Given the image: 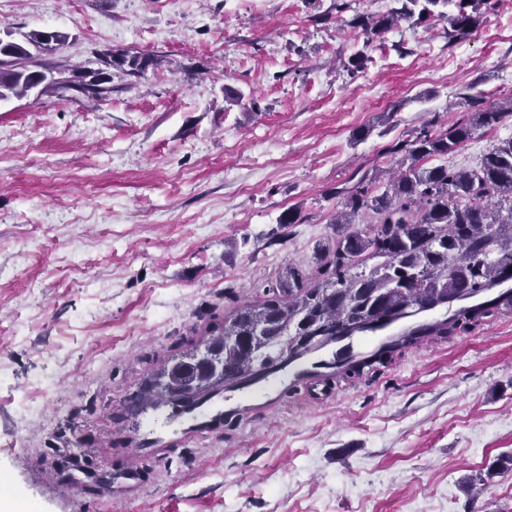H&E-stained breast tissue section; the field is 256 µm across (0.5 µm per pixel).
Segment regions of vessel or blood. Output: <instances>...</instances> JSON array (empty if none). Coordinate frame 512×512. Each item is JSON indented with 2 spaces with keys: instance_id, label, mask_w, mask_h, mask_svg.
Segmentation results:
<instances>
[{
  "instance_id": "obj_1",
  "label": "vessel or blood",
  "mask_w": 512,
  "mask_h": 512,
  "mask_svg": "<svg viewBox=\"0 0 512 512\" xmlns=\"http://www.w3.org/2000/svg\"><path fill=\"white\" fill-rule=\"evenodd\" d=\"M385 339L384 332H366L331 343L328 353L312 352L279 367L265 376L263 381L250 382L236 393H225L223 388H212L208 397L186 406L171 398H163L151 409V416L130 438L129 446L142 454L154 448H179L208 433L224 415L243 409L245 401L264 387L292 384L299 380H317L324 361L335 358L353 359L367 354Z\"/></svg>"
}]
</instances>
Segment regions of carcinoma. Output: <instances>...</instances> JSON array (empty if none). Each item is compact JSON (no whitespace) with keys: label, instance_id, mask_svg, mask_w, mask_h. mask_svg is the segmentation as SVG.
Instances as JSON below:
<instances>
[{"label":"carcinoma","instance_id":"cac0c4a2","mask_svg":"<svg viewBox=\"0 0 512 512\" xmlns=\"http://www.w3.org/2000/svg\"><path fill=\"white\" fill-rule=\"evenodd\" d=\"M448 6L455 11H442ZM494 6L492 0H405L386 14L357 16L355 25L379 35L402 22L418 26L436 16L449 21L450 37L460 38L479 23L481 8L489 11ZM66 39L61 32L48 36L40 30L21 40L0 41V100L23 98L34 90L41 94L64 90L44 55ZM97 64L75 71L74 79L84 88V96L103 99L112 93V70L135 75L157 60L114 51L112 59H99ZM508 117H512V98L504 106L477 108L446 129L424 130L392 145L389 153L401 156V169L387 183L375 186L362 179L336 192L341 198L336 223L351 224L359 212L370 210L377 215L372 231L336 236L316 284L307 285L305 274L290 267L261 303L242 305L224 318V325L209 331L214 356L249 378L264 358L278 355L287 336L361 332L376 312L406 317L410 308L465 297L469 286L488 289L506 280V270L512 269V139L494 145L469 169H452L445 163L425 167L423 162L448 156L475 130ZM493 243L498 247L496 257L477 261ZM362 255L374 264L360 271L356 258ZM503 308L512 309V293L461 309L449 319L411 328L384 350L337 372L358 373L391 360L426 337L476 326L491 310ZM258 331L265 336L262 350L244 351L239 340ZM193 359L190 353L163 366L145 380L131 403L140 406L146 397L163 391L176 395L184 379L195 372Z\"/></svg>","mask_w":512,"mask_h":512}]
</instances>
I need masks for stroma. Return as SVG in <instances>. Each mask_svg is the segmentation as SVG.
Returning a JSON list of instances; mask_svg holds the SVG:
<instances>
[{
    "instance_id": "obj_1",
    "label": "stroma",
    "mask_w": 512,
    "mask_h": 512,
    "mask_svg": "<svg viewBox=\"0 0 512 512\" xmlns=\"http://www.w3.org/2000/svg\"><path fill=\"white\" fill-rule=\"evenodd\" d=\"M397 6L0 0V36L66 35L53 68L161 61L105 99L0 102V476L35 512H512V309L361 376L257 394L184 447L128 444L130 397L215 312L291 266L317 279L337 189L395 171L402 136L512 96V0L458 41L444 19L350 23ZM509 138L512 117L447 162Z\"/></svg>"
}]
</instances>
